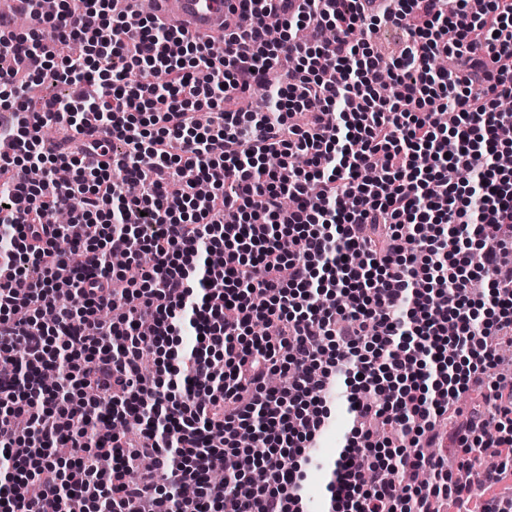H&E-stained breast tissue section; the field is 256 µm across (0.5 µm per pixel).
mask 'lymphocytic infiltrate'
<instances>
[{"label": "lymphocytic infiltrate", "mask_w": 512, "mask_h": 512, "mask_svg": "<svg viewBox=\"0 0 512 512\" xmlns=\"http://www.w3.org/2000/svg\"><path fill=\"white\" fill-rule=\"evenodd\" d=\"M25 2L41 28L0 30V512H304L339 375L330 512L468 506L448 439L459 470L512 476V0H236L220 56L111 0ZM383 23L408 35L389 61ZM48 73L68 95L35 94ZM90 120L108 142L84 141ZM115 253L152 261L129 283ZM146 451L155 470L129 479ZM331 410L329 424L321 434L312 454L322 463L328 464L336 457V451L343 446L345 435L350 429V416L347 413L346 388L343 381L336 382L328 395Z\"/></svg>", "instance_id": "obj_1"}]
</instances>
